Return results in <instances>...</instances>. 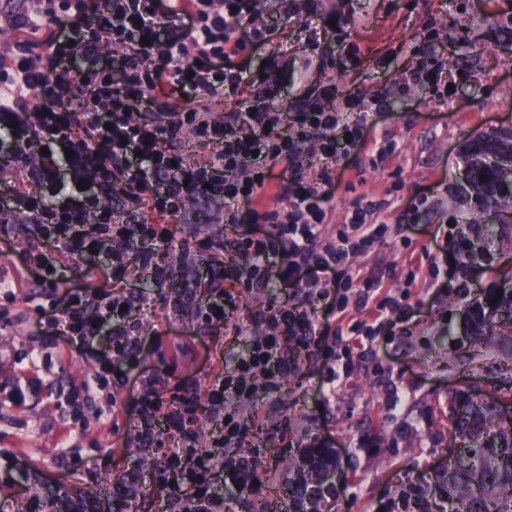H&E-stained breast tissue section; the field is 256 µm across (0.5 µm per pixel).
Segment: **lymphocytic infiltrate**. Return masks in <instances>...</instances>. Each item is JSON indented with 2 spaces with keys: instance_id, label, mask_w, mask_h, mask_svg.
Listing matches in <instances>:
<instances>
[{
  "instance_id": "f902f5d3",
  "label": "lymphocytic infiltrate",
  "mask_w": 512,
  "mask_h": 512,
  "mask_svg": "<svg viewBox=\"0 0 512 512\" xmlns=\"http://www.w3.org/2000/svg\"><path fill=\"white\" fill-rule=\"evenodd\" d=\"M253 6L254 0H224L220 9L214 0H75L67 25L47 28V0H34L31 9L16 16L21 36L0 63V180L13 170L23 177L0 196V219L23 214L53 248L49 254L30 249L23 261L36 285L63 289L59 310L42 320L49 335L92 352L98 325L108 321L110 349L135 363L142 339L121 322L130 299L95 304L83 289L63 288L56 255L88 260L108 245L119 258L140 234L157 243L171 241V223L207 212L218 199L241 226L240 233L223 241L238 268L209 270L208 296L196 304L206 325H223L226 307L242 289L263 287L273 278L312 299L330 286L358 283L367 290L360 299L364 305L369 293L380 290V282L350 259L381 242V225L366 223L356 209L334 243L322 244L332 174L292 191L274 173L303 142L332 149L345 136L358 143L367 113L344 122L341 113L321 104L333 93L327 87L297 113L296 136H280L281 117L268 109L278 89L273 71L244 111L227 113L224 122H213L206 106L191 103L194 93L237 97L245 83L247 50L278 54L273 30L253 26ZM33 29L41 30L40 42L27 38ZM107 43L122 54V81L113 79L112 61L103 51ZM37 46L42 49L38 55L33 52ZM183 139L211 143L214 151L204 163H190L179 146ZM37 141L44 152L32 151ZM64 174L84 185L85 193L61 199ZM268 192L287 200V215L262 206ZM275 345L273 338L258 339L250 362L238 363L235 374L217 377L207 388L212 411L225 416L223 438L209 447L195 446L180 416L161 415L158 399H139L140 438L154 443L167 432L176 441L154 474L169 512H224L212 480L225 467V444L243 433L240 422L225 415L224 402L234 398L251 409L260 390H272V383L259 386L248 376L268 362Z\"/></svg>"
}]
</instances>
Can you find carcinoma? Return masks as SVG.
<instances>
[{"mask_svg":"<svg viewBox=\"0 0 512 512\" xmlns=\"http://www.w3.org/2000/svg\"><path fill=\"white\" fill-rule=\"evenodd\" d=\"M467 180L473 214L470 223L491 209L512 212V180L503 167L512 162V139L479 137L468 145ZM485 179H479V176ZM466 266L493 267L488 247L458 248ZM499 301H494V298ZM476 334L488 343L512 335V292L489 291L473 309ZM449 431L464 442L457 460L448 463L428 487H410L402 498L412 500V512H512V418L507 420L489 400H470L458 413L449 409ZM308 475L288 487L293 512H309L326 488L323 476L336 469L330 448H309L302 458Z\"/></svg>","mask_w":512,"mask_h":512,"instance_id":"obj_1","label":"carcinoma"}]
</instances>
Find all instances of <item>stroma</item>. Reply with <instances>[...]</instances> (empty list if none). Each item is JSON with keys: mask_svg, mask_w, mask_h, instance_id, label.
Instances as JSON below:
<instances>
[{"mask_svg": "<svg viewBox=\"0 0 512 512\" xmlns=\"http://www.w3.org/2000/svg\"><path fill=\"white\" fill-rule=\"evenodd\" d=\"M340 29L322 28L314 10L285 19L277 0H257L255 27L274 28L284 54L277 61L280 90L272 109L290 119L306 100L335 87L330 107L342 109L348 94L369 114L358 145L326 160L318 146L303 145L290 166L312 182L332 168L336 190L322 242L334 241L354 206L383 202L384 240L354 265L381 278L402 315L377 322L364 350H346L332 307L335 293L310 305L303 291L278 283L244 292L222 327L212 328L194 310H174L170 301L185 282L197 296L210 268L232 258L223 249L199 250L192 238L214 235L204 217L172 227L170 242L156 245L149 265H130L121 283L103 284L84 275L82 262L59 258L71 285L91 299L108 290L137 294L130 317L145 343L138 353L137 381L121 389L105 385L85 400L81 383L97 369L94 356L46 336L35 307L53 309L51 290L34 289L20 275L21 255L37 243L34 225L0 223L11 246L0 251V279L13 293L0 296V512H24L19 488L48 498L56 493L86 500L108 499L136 480L140 496L127 512H160L161 495L150 483L160 459L142 443L134 407L139 394L168 397L181 384L194 387L196 413L189 423L198 447H206L219 422L206 406L204 390L224 372V361L247 355L253 335H282L271 319L273 305L312 313L318 348L285 344L279 390L260 397L255 410L239 411L245 433L237 456L248 459L254 482L247 493L223 480L213 489L224 512H266L295 478V461L307 448L332 449L342 474L318 504L319 512H399L403 487L431 478L448 460L451 435L448 396L466 382L512 402V337L485 347L467 310L489 289L512 281V222L498 227L491 247L496 272L475 266L459 275L452 246L471 215L461 192L466 147L473 137L512 134V0H326ZM444 65L455 95L441 102L416 78L422 61ZM394 146L381 164L376 149ZM38 382V394L22 405L5 397L20 373Z\"/></svg>", "mask_w": 512, "mask_h": 512, "instance_id": "1", "label": "stroma"}]
</instances>
